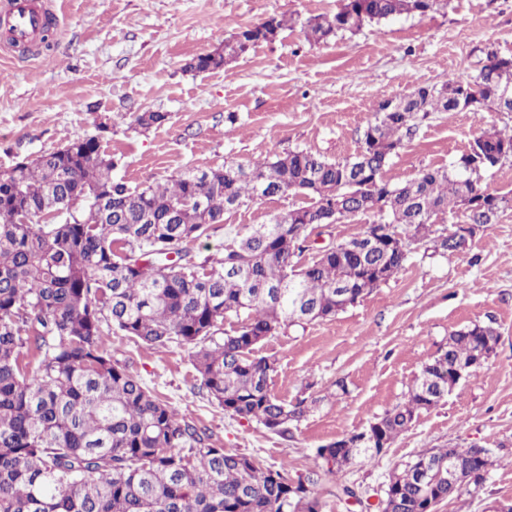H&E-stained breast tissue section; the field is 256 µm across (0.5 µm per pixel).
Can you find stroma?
<instances>
[{
  "instance_id": "1",
  "label": "stroma",
  "mask_w": 512,
  "mask_h": 512,
  "mask_svg": "<svg viewBox=\"0 0 512 512\" xmlns=\"http://www.w3.org/2000/svg\"><path fill=\"white\" fill-rule=\"evenodd\" d=\"M57 16L50 46L26 52L0 38V173L15 161L100 136L121 160L115 176L135 188L193 169L246 164L295 149L332 160L355 155L379 99L417 85L472 81L488 51L512 55V0H448L425 15L397 16L313 43L302 20L336 12L340 0H44ZM295 18L269 42L223 68L187 70L194 56L223 49L241 27ZM167 113L143 130L133 117ZM512 127L511 112H433L393 156L386 176L416 177L448 166L475 135ZM298 196L257 200L225 213L196 258L219 257L236 232L270 223ZM493 322L500 339L484 365L445 401L416 416L378 457L358 456L336 475L322 445L367 427L403 401L448 342L450 331ZM114 360L180 416L204 428L214 447L238 450L289 478L316 476L322 512H368L394 468L434 448H488L496 462L483 488L446 500L437 512H493L512 503V207L476 229L463 251L414 253L389 283L335 317L292 326L260 353L276 363L271 389L306 402L285 439L231 417L211 400L184 346L152 348L110 334ZM347 389L339 391L337 380ZM354 490L351 499L336 490Z\"/></svg>"
}]
</instances>
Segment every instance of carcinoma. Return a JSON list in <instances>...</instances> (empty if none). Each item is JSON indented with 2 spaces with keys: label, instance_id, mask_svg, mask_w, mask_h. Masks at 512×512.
<instances>
[{
  "label": "carcinoma",
  "instance_id": "1",
  "mask_svg": "<svg viewBox=\"0 0 512 512\" xmlns=\"http://www.w3.org/2000/svg\"><path fill=\"white\" fill-rule=\"evenodd\" d=\"M443 0H341L333 14L302 23L308 39L354 34L365 24L424 15ZM293 19L272 16L241 28L224 51L200 54L187 69L224 67ZM512 111V56L486 54L473 82L419 85L386 109H374L357 153L329 161L291 150L247 165L189 169L161 183L131 189L112 177L120 159L98 137L74 140L0 173V512H320L308 486L235 450L215 448L206 431L179 417L142 380L112 360L102 323L149 347L191 348L201 385L224 412L286 436L305 401L288 404L271 391L275 363L260 345L283 328L303 327L345 311L337 295L364 297L401 272L410 246L426 238L441 254L463 249L466 224H490L512 198L481 187L489 169L512 160V128L474 137L446 168H428L393 183L385 168L415 128L419 113L461 112L468 100ZM167 120L143 112L148 130ZM302 195L307 201L224 247L218 259L196 261L185 244L198 241L224 213L263 198ZM341 206L343 218L367 217L362 235L309 259L312 226ZM461 209L450 233L435 217ZM371 234L377 246L364 248ZM248 312L235 330L218 335L231 315ZM479 336L495 350L493 323L448 333L447 349L425 365L405 400L369 427L345 438L366 447L380 430L386 444L422 410L448 396L452 371L477 360ZM455 455L463 481L420 483L417 461L394 474L392 512H423L483 487L491 458L478 448H438ZM325 472L348 463L345 451L317 448Z\"/></svg>",
  "mask_w": 512,
  "mask_h": 512
}]
</instances>
